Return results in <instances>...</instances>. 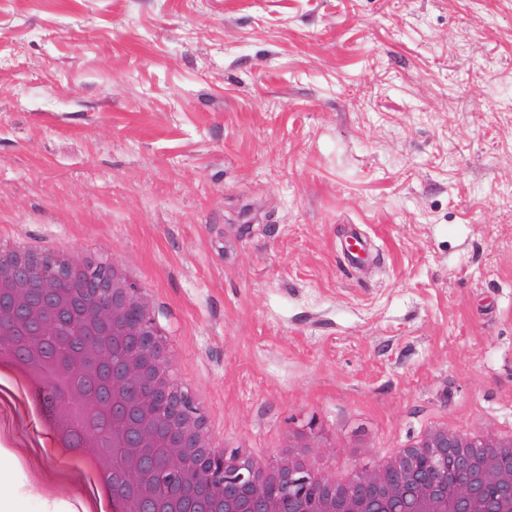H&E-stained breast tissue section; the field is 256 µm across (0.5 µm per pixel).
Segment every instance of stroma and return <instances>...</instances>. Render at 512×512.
I'll list each match as a JSON object with an SVG mask.
<instances>
[{"label": "stroma", "instance_id": "35a3bbf8", "mask_svg": "<svg viewBox=\"0 0 512 512\" xmlns=\"http://www.w3.org/2000/svg\"><path fill=\"white\" fill-rule=\"evenodd\" d=\"M376 252L347 270L351 226ZM136 265L220 443L512 427V0H0V244ZM0 454V512H45Z\"/></svg>", "mask_w": 512, "mask_h": 512}]
</instances>
